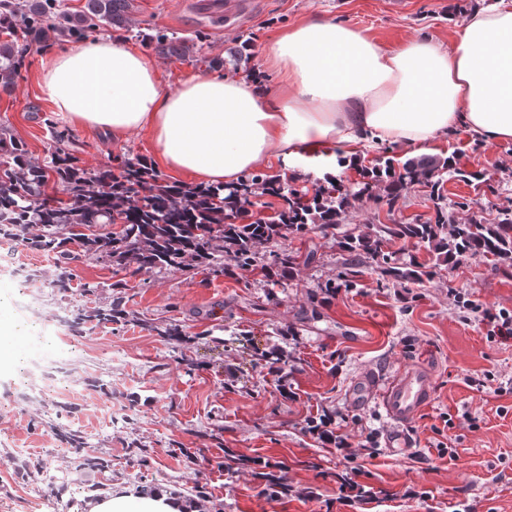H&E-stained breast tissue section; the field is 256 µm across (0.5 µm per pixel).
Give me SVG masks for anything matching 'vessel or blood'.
<instances>
[{
  "label": "vessel or blood",
  "mask_w": 512,
  "mask_h": 512,
  "mask_svg": "<svg viewBox=\"0 0 512 512\" xmlns=\"http://www.w3.org/2000/svg\"><path fill=\"white\" fill-rule=\"evenodd\" d=\"M432 399L431 375L421 367L407 368L379 393L387 418L401 426L418 418Z\"/></svg>",
  "instance_id": "b4317fda"
}]
</instances>
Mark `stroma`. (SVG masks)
<instances>
[{"label":"stroma","mask_w":512,"mask_h":512,"mask_svg":"<svg viewBox=\"0 0 512 512\" xmlns=\"http://www.w3.org/2000/svg\"><path fill=\"white\" fill-rule=\"evenodd\" d=\"M233 19L216 12V0H132L129 30L101 29L96 39H119L146 50L151 29L161 28L188 42L207 43L209 57L223 59L219 71L271 88L275 76L265 68L263 48L285 27L309 17L356 24L370 29L381 46L428 37L451 45L467 13L493 0H243ZM69 40L33 46L11 94H0V125L22 140L33 158L47 161L54 143L50 124L57 116L40 88L50 56L68 48ZM84 165L96 168L114 158L155 159L146 131L114 137L86 127H70ZM451 158L458 167L482 172L477 184L445 182L448 212L459 221L512 208V142L486 145L464 130L441 137L424 150ZM434 203L426 189H411L396 207L385 200L353 203L345 226L335 233L313 229L285 240L298 255L288 279L271 282L261 270L216 276L208 268L181 275L157 271L132 279L124 306L143 319L177 320L192 341L186 355L199 370L185 372L169 345L141 326L98 325L76 339L70 365L74 393L61 400L23 381L18 371H0V512H52L40 492L15 484L14 474L26 461L55 455L64 458L55 436L37 421L56 406L67 407L70 422L88 436L91 450L112 457L113 495L135 494L140 470L130 462L126 445L137 438L153 448L151 479L157 489L187 498L194 481L207 484V495L224 512H512V394L496 395L470 387L467 376L493 370L512 377V343L488 346L486 327L465 318L452 291L483 304L512 310V268L476 258L448 266L423 287L383 279L373 262L347 271L340 244L346 228L390 220L428 218ZM0 267L27 271L43 295V317L53 330L69 336L56 322L58 302L49 282L55 272L51 256L0 238ZM71 290L70 311L95 306L83 295L89 281L114 282L111 266L81 259ZM339 292L326 297V283ZM15 283L0 276V312L20 325L13 341L20 348L38 346L34 318ZM280 347L296 364L287 390L275 375L257 365L258 353ZM423 366L433 375V400L406 432L414 442L410 454L389 448L361 456L365 483L376 496L363 503L326 508L334 501L345 472L336 448L305 433L306 419L323 409H341L349 419L340 429L350 442L370 431L387 434L390 423L377 396L364 393L366 378L387 379L402 368ZM469 408L479 429L461 430L456 458L439 457L431 431L440 414ZM220 423L218 440L205 438L211 423ZM241 461L227 473L216 462L224 454ZM284 468L293 491L261 494L257 477L264 465ZM419 495L406 497L407 488Z\"/></svg>","instance_id":"obj_1"}]
</instances>
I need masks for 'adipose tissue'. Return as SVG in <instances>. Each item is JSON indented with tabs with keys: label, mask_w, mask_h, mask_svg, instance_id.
Here are the masks:
<instances>
[{
	"label": "adipose tissue",
	"mask_w": 512,
	"mask_h": 512,
	"mask_svg": "<svg viewBox=\"0 0 512 512\" xmlns=\"http://www.w3.org/2000/svg\"><path fill=\"white\" fill-rule=\"evenodd\" d=\"M264 56L274 91L196 74L167 92L150 56L103 40L54 55L41 92L69 124L117 137L150 131L165 168L211 186L313 158L330 160L334 177L376 146L420 148L459 128L488 145L512 141V0L468 13L446 48L415 38L385 50L366 29L314 18L281 32ZM83 512L199 508L159 491L106 493Z\"/></svg>",
	"instance_id": "obj_1"
}]
</instances>
